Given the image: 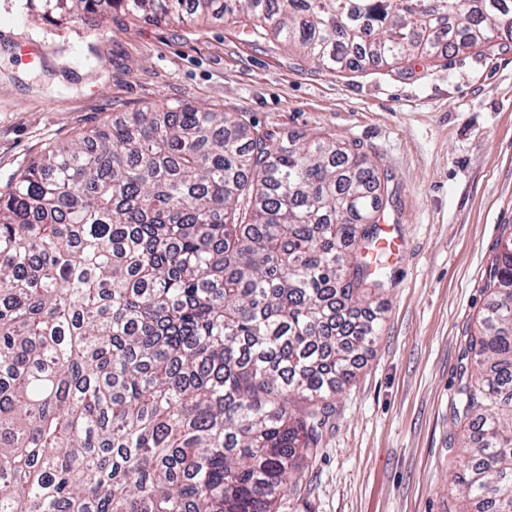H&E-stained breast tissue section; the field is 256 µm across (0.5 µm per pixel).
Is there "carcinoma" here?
<instances>
[{
  "label": "carcinoma",
  "instance_id": "cac0c4a2",
  "mask_svg": "<svg viewBox=\"0 0 512 512\" xmlns=\"http://www.w3.org/2000/svg\"><path fill=\"white\" fill-rule=\"evenodd\" d=\"M51 23L101 0H27ZM248 17L328 73L512 38V0H109ZM381 179L340 137L182 103L55 146L0 196V512H277L381 317ZM462 354L453 481L512 512V238Z\"/></svg>",
  "mask_w": 512,
  "mask_h": 512
}]
</instances>
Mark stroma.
<instances>
[{
    "label": "stroma",
    "instance_id": "1",
    "mask_svg": "<svg viewBox=\"0 0 512 512\" xmlns=\"http://www.w3.org/2000/svg\"><path fill=\"white\" fill-rule=\"evenodd\" d=\"M329 75L225 21L123 14L56 30L0 0V193L54 144L183 101L278 137L351 140L387 171L396 243L380 334L278 512H450L451 417L466 332L512 230V42Z\"/></svg>",
    "mask_w": 512,
    "mask_h": 512
}]
</instances>
